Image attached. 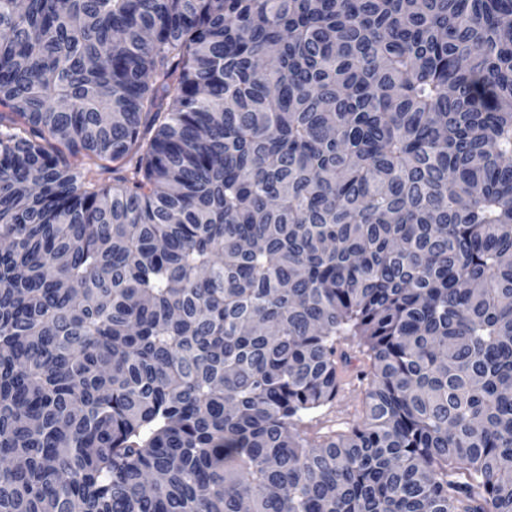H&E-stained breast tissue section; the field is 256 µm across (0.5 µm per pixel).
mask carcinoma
Wrapping results in <instances>:
<instances>
[{
  "label": "carcinoma",
  "instance_id": "carcinoma-1",
  "mask_svg": "<svg viewBox=\"0 0 512 512\" xmlns=\"http://www.w3.org/2000/svg\"><path fill=\"white\" fill-rule=\"evenodd\" d=\"M1 239L0 512H512V0H0ZM345 349H349V346L345 345ZM349 353L352 356L351 365L347 368V389L346 392L340 396L339 399L336 400L335 406L325 412L323 416H319L314 419L309 424L313 426V430H317L319 428L318 419L325 420L326 418L340 419V418H349L355 419L361 414L362 410V399L364 396V390L366 384H362L356 378V372L363 368L367 362V360L359 354L356 349H349Z\"/></svg>",
  "mask_w": 512,
  "mask_h": 512
}]
</instances>
